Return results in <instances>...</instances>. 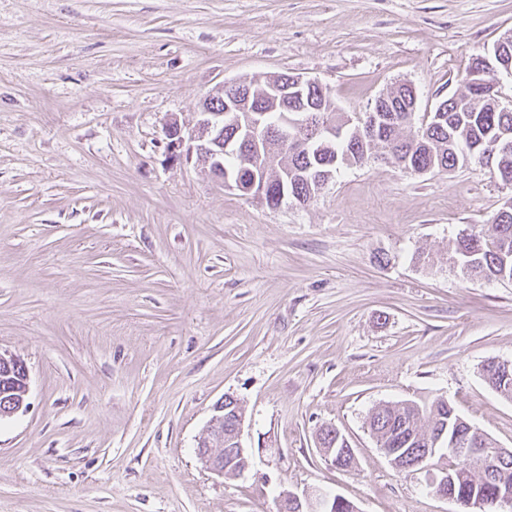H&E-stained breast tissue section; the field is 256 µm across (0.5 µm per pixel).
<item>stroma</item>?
Wrapping results in <instances>:
<instances>
[{
	"label": "stroma",
	"mask_w": 512,
	"mask_h": 512,
	"mask_svg": "<svg viewBox=\"0 0 512 512\" xmlns=\"http://www.w3.org/2000/svg\"><path fill=\"white\" fill-rule=\"evenodd\" d=\"M509 31L512 0H0V353L29 374L0 420V512H278L314 488L461 512L365 420L442 397L512 449V400L482 376L512 361V283L450 260L512 188L372 161L271 209L171 159L164 129L281 73L345 112L406 81L423 113ZM227 395L252 466L223 478L195 446ZM327 425L354 468L320 454Z\"/></svg>",
	"instance_id": "stroma-1"
}]
</instances>
